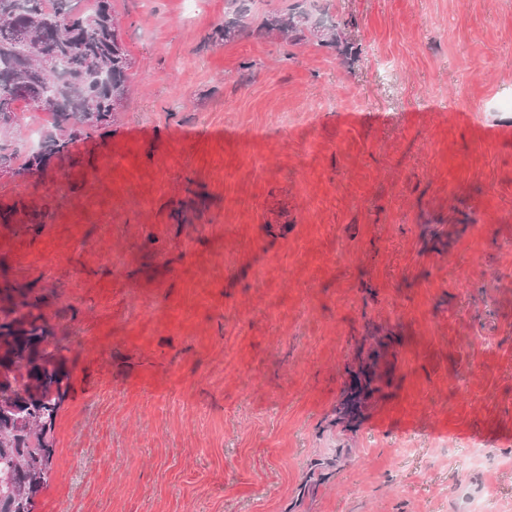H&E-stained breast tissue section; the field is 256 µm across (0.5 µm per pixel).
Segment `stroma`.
Returning <instances> with one entry per match:
<instances>
[{"instance_id": "35a3bbf8", "label": "stroma", "mask_w": 512, "mask_h": 512, "mask_svg": "<svg viewBox=\"0 0 512 512\" xmlns=\"http://www.w3.org/2000/svg\"><path fill=\"white\" fill-rule=\"evenodd\" d=\"M111 4L125 107L0 123V332L62 346L8 359L59 400L30 512H512V0H249L338 50ZM307 23L308 17L300 11H296L295 8H288L285 11L273 13L263 20L265 27L285 36L284 39L293 44L303 42L310 35L316 37L321 45L334 47L336 50L340 49L341 41L338 26L333 25L326 30L327 32H324L325 30L312 29ZM321 31L323 32L322 34H320Z\"/></svg>"}]
</instances>
